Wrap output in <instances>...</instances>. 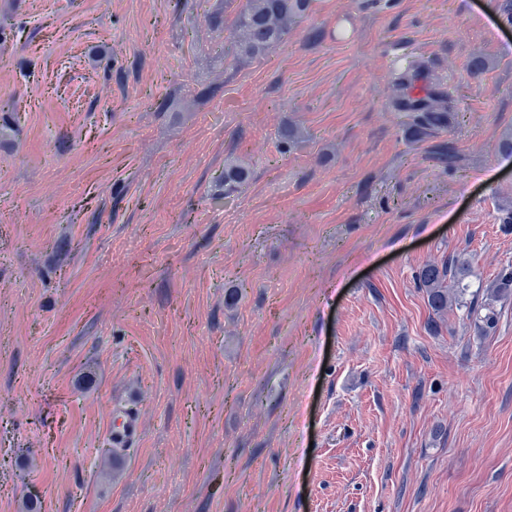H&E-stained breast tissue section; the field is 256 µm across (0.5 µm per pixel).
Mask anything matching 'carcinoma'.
Here are the masks:
<instances>
[{"mask_svg": "<svg viewBox=\"0 0 512 512\" xmlns=\"http://www.w3.org/2000/svg\"><path fill=\"white\" fill-rule=\"evenodd\" d=\"M312 0H245L234 22V32L226 55L235 60L252 59L265 55L271 49L288 40L294 26L309 11ZM420 68L412 61L394 78L397 89L405 88ZM397 105L409 113L410 126L417 135H430L448 125L453 105L438 95L405 101ZM279 139L286 150L295 149L302 143V135L293 126H280ZM250 177L249 169L241 163L230 161L224 165V193L229 194ZM470 273V258L464 254L452 257L448 263L424 266L418 274V282L427 295L428 305L435 313L448 310L452 297L448 282L458 285Z\"/></svg>", "mask_w": 512, "mask_h": 512, "instance_id": "obj_1", "label": "carcinoma"}]
</instances>
